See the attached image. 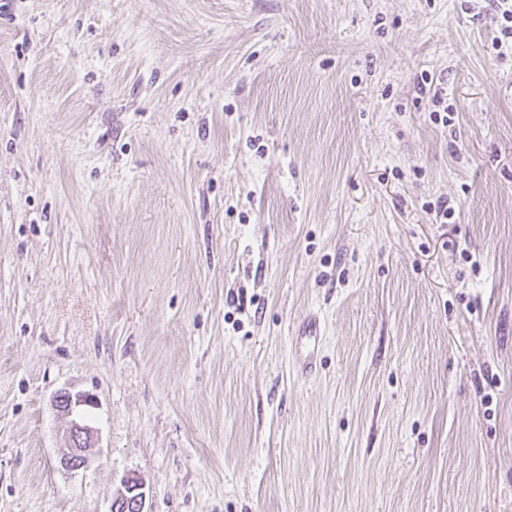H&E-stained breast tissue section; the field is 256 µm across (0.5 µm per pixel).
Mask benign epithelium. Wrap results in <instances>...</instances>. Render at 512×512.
Wrapping results in <instances>:
<instances>
[{"label":"benign epithelium","mask_w":512,"mask_h":512,"mask_svg":"<svg viewBox=\"0 0 512 512\" xmlns=\"http://www.w3.org/2000/svg\"><path fill=\"white\" fill-rule=\"evenodd\" d=\"M92 405L94 398L89 393H73L61 389L52 397V406L56 413L69 418L67 451L60 459L62 468L68 472L89 467L88 450L95 447L97 432L86 423L84 408ZM145 498L143 483L134 477H128L113 494L110 512H144Z\"/></svg>","instance_id":"obj_1"}]
</instances>
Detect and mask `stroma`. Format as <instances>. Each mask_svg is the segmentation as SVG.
I'll list each match as a JSON object with an SVG mask.
<instances>
[{
  "label": "stroma",
  "mask_w": 512,
  "mask_h": 512,
  "mask_svg": "<svg viewBox=\"0 0 512 512\" xmlns=\"http://www.w3.org/2000/svg\"><path fill=\"white\" fill-rule=\"evenodd\" d=\"M500 29L498 0H0V512H109L129 476L146 512H512ZM63 388L99 434L72 474Z\"/></svg>",
  "instance_id": "stroma-1"
}]
</instances>
